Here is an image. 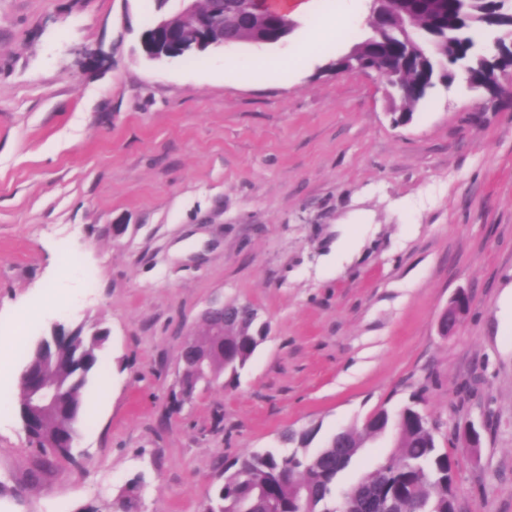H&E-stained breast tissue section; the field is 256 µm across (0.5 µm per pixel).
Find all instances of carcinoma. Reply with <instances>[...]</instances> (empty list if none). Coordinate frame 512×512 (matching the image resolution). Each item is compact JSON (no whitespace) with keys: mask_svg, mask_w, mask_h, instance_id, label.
<instances>
[{"mask_svg":"<svg viewBox=\"0 0 512 512\" xmlns=\"http://www.w3.org/2000/svg\"><path fill=\"white\" fill-rule=\"evenodd\" d=\"M242 0H202L201 11L211 13L224 6V26L216 35L227 46L243 41L272 44L287 37L295 22L287 14L272 11L239 12ZM384 9L395 17L393 25L376 26L374 32L355 44L362 67L385 65L384 77L393 86L396 122L412 119V108L425 99L438 82H447L457 64L470 74V87L489 91L495 85L496 50L477 47L475 32L489 26L495 16L507 24L512 20V0H387L371 9ZM205 323L195 345L212 356V370L236 381L258 345L263 328L250 320L230 325L224 336L211 335ZM107 333L90 334L78 328L41 338L32 349L25 369L32 377L64 391L54 408L31 418L27 407L31 386L22 382L20 414L28 436L40 446L67 460H74L73 444L82 408V391L89 374L97 367ZM224 343V354L215 350ZM422 396L412 397L406 411L381 408L363 422L364 432L345 429L326 440L320 448L310 447L315 430L285 431L289 451L265 448L244 453L224 468V481L204 504V512H336V485L362 454L367 438L393 433L396 448L371 469L364 470L347 487L355 494L377 489L383 498L410 512H450L448 479L456 476V462L439 448L433 426L417 408ZM308 491L299 503L297 485ZM140 485L129 484L118 501V512H141Z\"/></svg>","mask_w":512,"mask_h":512,"instance_id":"cac0c4a2","label":"carcinoma"}]
</instances>
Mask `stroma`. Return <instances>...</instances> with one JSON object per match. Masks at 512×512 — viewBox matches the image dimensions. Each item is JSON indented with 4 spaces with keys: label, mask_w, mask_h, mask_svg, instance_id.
<instances>
[{
    "label": "stroma",
    "mask_w": 512,
    "mask_h": 512,
    "mask_svg": "<svg viewBox=\"0 0 512 512\" xmlns=\"http://www.w3.org/2000/svg\"><path fill=\"white\" fill-rule=\"evenodd\" d=\"M355 6L288 72L244 63L287 54L303 16L275 44L157 62V0H0V327L24 328L0 351V512H116L133 481L144 512H202L244 452L288 428L320 447L419 390L461 512H512V76L495 97L437 86L395 123L384 79L330 67L370 32ZM348 221L364 245L338 268ZM217 301L255 305L267 337L236 384L169 412L184 335ZM57 328L108 334L70 462L19 413ZM470 302V296L462 291L452 297L440 319V330L444 336H452L455 333L470 307Z\"/></svg>",
    "instance_id": "1"
}]
</instances>
